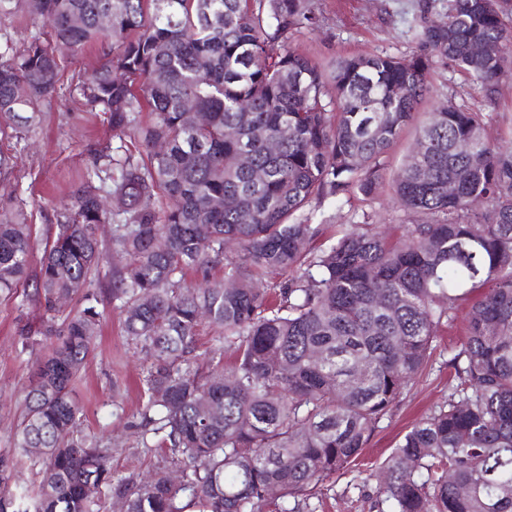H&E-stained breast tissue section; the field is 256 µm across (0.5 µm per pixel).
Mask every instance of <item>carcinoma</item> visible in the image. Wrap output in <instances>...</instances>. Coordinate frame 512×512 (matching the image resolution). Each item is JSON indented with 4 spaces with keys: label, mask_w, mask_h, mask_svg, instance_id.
Here are the masks:
<instances>
[{
    "label": "carcinoma",
    "mask_w": 512,
    "mask_h": 512,
    "mask_svg": "<svg viewBox=\"0 0 512 512\" xmlns=\"http://www.w3.org/2000/svg\"><path fill=\"white\" fill-rule=\"evenodd\" d=\"M448 2L410 55L344 56L327 72L288 46L321 23L308 0H0V15L21 8L50 28L0 50V117L33 120L56 92V57L98 43L108 60L80 77L82 107L117 136L136 130L146 152L116 167L98 151L47 239L33 283L49 344L15 432L21 456L40 449L42 477L30 502L0 491V512H100L90 481L124 512H315L311 497L347 473L472 295L455 391L403 435L377 497L390 512H512V140L489 144L470 108L428 113L426 148L394 186L426 221L397 242L362 224L310 250L326 223L312 222L317 209L375 194L383 157L433 93L432 57L496 95L512 45L501 0ZM186 99L205 125L188 121ZM114 200L124 218L109 248L124 263L95 293ZM32 228L22 207L0 210V291L28 280ZM221 261V279L187 283ZM267 273L284 276L273 298ZM103 294L150 360L141 428L162 434L179 484L165 471L118 476L111 449L78 434L72 385ZM63 295L85 307L63 309ZM203 322L224 331L231 368L196 353Z\"/></svg>",
    "instance_id": "cac0c4a2"
}]
</instances>
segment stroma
Segmentation results:
<instances>
[{"instance_id":"35a3bbf8","label":"stroma","mask_w":512,"mask_h":512,"mask_svg":"<svg viewBox=\"0 0 512 512\" xmlns=\"http://www.w3.org/2000/svg\"><path fill=\"white\" fill-rule=\"evenodd\" d=\"M322 18L313 30L300 29L290 39L292 48L327 63L339 56L383 53L401 57L416 50L425 22L448 10V0H311ZM507 68L493 100H486L480 84L462 76L448 60L434 58L431 66L434 92L424 104L431 112L445 105L466 106L483 112L485 137L490 144L512 139V49L506 50ZM106 60L98 44L74 55H64L55 97L41 107L36 122L21 131L0 135V150L16 163L12 180L19 199L32 213L33 249L30 269H38L47 236L56 215L80 186L97 150L117 148L102 114L83 111L77 73L92 71ZM416 127H407L385 155L384 182L370 199L352 193L326 207L328 222L312 250L325 248L357 224H377L392 239L401 238L411 216L396 202L393 186L411 150ZM101 313L94 352L73 396L83 409L79 431L112 449V469L120 475L145 473L169 466L160 438L143 433V380L147 362L122 333L123 315L118 304H97ZM44 314L33 288L0 291V455L14 454V433L25 411V398L33 363L43 347L38 337L23 341L20 330L38 327ZM466 307H459L453 322L442 327L425 376L417 380L381 421L355 466L336 482L326 483L313 503L316 512H379L376 489L385 480L384 460L400 438L422 415L448 401L457 379L448 364L452 347L465 336Z\"/></svg>"}]
</instances>
